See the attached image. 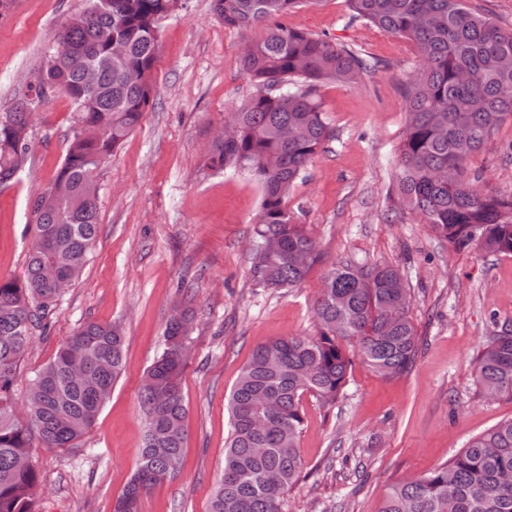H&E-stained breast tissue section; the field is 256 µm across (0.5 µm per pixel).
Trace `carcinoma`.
<instances>
[{"mask_svg":"<svg viewBox=\"0 0 512 512\" xmlns=\"http://www.w3.org/2000/svg\"><path fill=\"white\" fill-rule=\"evenodd\" d=\"M85 0L88 21L60 28L56 48L31 90L0 113V190L29 159L30 116L53 85L79 114L51 188L30 204L31 244L23 281L0 279V512H33L40 486L34 444L74 448L92 427L124 370L119 327L86 321L60 343L29 380L27 412L14 395L32 336L47 332L59 285L79 280L98 239L96 202L84 195L89 174L140 125L153 104L159 51L156 20L171 0ZM304 0H212L224 25L265 27L241 58L259 82L256 94L228 114L234 136L214 141L209 167L245 171L261 185L262 202L250 273L270 290L301 285L323 262L317 242L288 207L293 184L334 139L317 87L355 82L378 61L288 25ZM351 17L414 47L419 67L405 94L407 125L398 148L400 204L455 247L477 244L512 253V196L492 194L465 177L469 158L512 120V30L472 11L467 0H348ZM98 73L94 89L86 72ZM144 73L142 82L129 79ZM454 167L456 179L439 174ZM389 265L340 263L324 276L314 301L315 332L258 346L229 396L231 433L209 512H281L299 480L297 452L305 393L332 404L346 386L358 347L381 376L404 372L418 350L408 315L410 294ZM190 319L169 320L161 351L146 373L140 405L144 436L139 465L112 512H138L157 483L182 466L187 407L179 344ZM483 393L512 399V336L490 338L476 363ZM380 512H512V419L469 441L447 462L391 485Z\"/></svg>","mask_w":512,"mask_h":512,"instance_id":"obj_1","label":"carcinoma"}]
</instances>
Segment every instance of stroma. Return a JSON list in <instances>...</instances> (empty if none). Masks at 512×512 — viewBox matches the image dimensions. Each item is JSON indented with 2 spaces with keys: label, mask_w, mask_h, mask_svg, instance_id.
<instances>
[{
  "label": "stroma",
  "mask_w": 512,
  "mask_h": 512,
  "mask_svg": "<svg viewBox=\"0 0 512 512\" xmlns=\"http://www.w3.org/2000/svg\"><path fill=\"white\" fill-rule=\"evenodd\" d=\"M84 0H0V113L29 90L65 18ZM290 26L355 48L378 68L316 95L336 138L291 191L290 205L325 258L290 290L250 274L262 190L245 172L209 168L207 150L227 112L256 91L240 64L259 29L225 27L211 0H179L157 21L153 105L98 169L99 235L81 278L61 297L48 335L34 336L18 399L59 342L94 320L120 326L125 370L94 426L74 448L35 449L34 512H112L135 472L144 419L139 395L179 300L194 320L181 380L188 408L183 464L143 497L139 512H208L230 432L229 393L254 349L314 333L313 301L330 264L399 267L419 348L409 369L384 377L355 360L341 397L302 398L303 478L282 512H378L390 485L448 461L476 435L512 418V399L487 398L475 362L512 326V255L457 250L398 206L395 161L406 127L405 87L418 65L409 45L354 21L346 0H303ZM78 119L72 101L38 103L31 152L0 190V277L26 275L30 201L53 181ZM482 189L512 196V120L474 154Z\"/></svg>",
  "instance_id": "obj_1"
}]
</instances>
